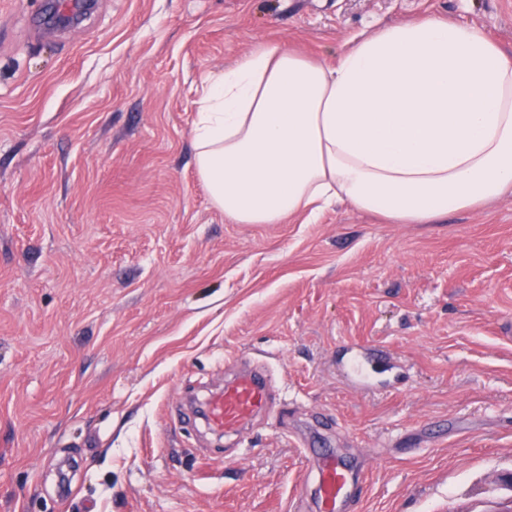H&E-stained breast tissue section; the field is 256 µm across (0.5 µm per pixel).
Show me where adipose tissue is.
<instances>
[{"mask_svg": "<svg viewBox=\"0 0 512 512\" xmlns=\"http://www.w3.org/2000/svg\"><path fill=\"white\" fill-rule=\"evenodd\" d=\"M197 112L196 174L238 224L337 202L430 224L512 191V55L469 23L383 25L331 66L263 43Z\"/></svg>", "mask_w": 512, "mask_h": 512, "instance_id": "1", "label": "adipose tissue"}]
</instances>
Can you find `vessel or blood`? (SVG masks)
Returning a JSON list of instances; mask_svg holds the SVG:
<instances>
[{"label":"vessel or blood","instance_id":"vessel-or-blood-1","mask_svg":"<svg viewBox=\"0 0 512 512\" xmlns=\"http://www.w3.org/2000/svg\"><path fill=\"white\" fill-rule=\"evenodd\" d=\"M387 352L358 345L342 364V373L353 388L375 387L374 367L391 363ZM270 403V390L265 378L251 370L236 371L223 390L214 392L205 403V416L212 431L228 434L240 431L262 413ZM361 486L356 473L348 469L334 454H327L319 467L317 512H349Z\"/></svg>","mask_w":512,"mask_h":512}]
</instances>
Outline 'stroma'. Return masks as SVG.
Here are the masks:
<instances>
[{
    "mask_svg": "<svg viewBox=\"0 0 512 512\" xmlns=\"http://www.w3.org/2000/svg\"><path fill=\"white\" fill-rule=\"evenodd\" d=\"M0 0V512H512V194L433 224L348 204L236 224L196 175L206 79L266 42L323 63L434 16L512 54V0ZM408 374L361 392L345 344ZM276 400L218 437L227 360ZM361 486L359 476L348 469L332 453L327 454L319 467L316 510L319 512H345L350 509Z\"/></svg>",
    "mask_w": 512,
    "mask_h": 512,
    "instance_id": "stroma-1",
    "label": "stroma"
}]
</instances>
